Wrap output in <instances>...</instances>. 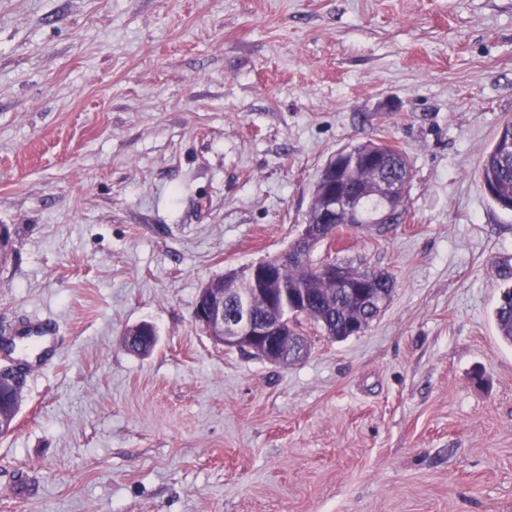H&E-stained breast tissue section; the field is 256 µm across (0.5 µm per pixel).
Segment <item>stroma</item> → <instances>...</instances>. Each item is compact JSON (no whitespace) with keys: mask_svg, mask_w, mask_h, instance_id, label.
<instances>
[{"mask_svg":"<svg viewBox=\"0 0 512 512\" xmlns=\"http://www.w3.org/2000/svg\"><path fill=\"white\" fill-rule=\"evenodd\" d=\"M509 119L512 0H0V512H512V213L479 176ZM380 139L406 219L338 257L393 276L383 314L288 366L214 343L204 283ZM494 321L499 339L512 345V288L504 289L494 309Z\"/></svg>","mask_w":512,"mask_h":512,"instance_id":"35a3bbf8","label":"stroma"}]
</instances>
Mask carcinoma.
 Returning a JSON list of instances; mask_svg holds the SVG:
<instances>
[{
	"label": "carcinoma",
	"instance_id": "carcinoma-1",
	"mask_svg": "<svg viewBox=\"0 0 512 512\" xmlns=\"http://www.w3.org/2000/svg\"><path fill=\"white\" fill-rule=\"evenodd\" d=\"M512 139V120L505 122L496 135L491 148L484 155L481 166L483 187L490 198L504 210L512 211V149L504 143ZM336 164L321 169L320 187L323 193H312V202L306 214L310 224H331L325 196L357 193L361 197L364 226L337 224L336 235L344 236V230L368 231L375 224V215L385 207L382 184L395 177L411 179V168L404 152L386 141H362L352 143L335 154ZM298 257L275 259L278 270L273 288L288 289L286 305L280 307L286 334L303 337V345L310 347L306 339L307 325L321 330L334 340L347 338L348 329L354 324L369 327L379 311L371 308L369 293L373 288H382L392 296L395 281L382 272L380 279L370 283L358 274V269L343 262L346 270L345 282L338 286L324 280L316 268L319 262L313 259L316 243L295 242ZM224 287L238 288L234 298L237 305L252 309L255 316L269 315L270 292H255L245 279L238 282L224 279ZM494 321L499 339L512 345V288L504 289L494 309ZM157 338L141 332L133 342L125 343L130 352L144 355L145 348L156 346ZM16 403L15 389L8 383V375L0 376V409L10 411Z\"/></svg>",
	"mask_w": 512,
	"mask_h": 512
}]
</instances>
